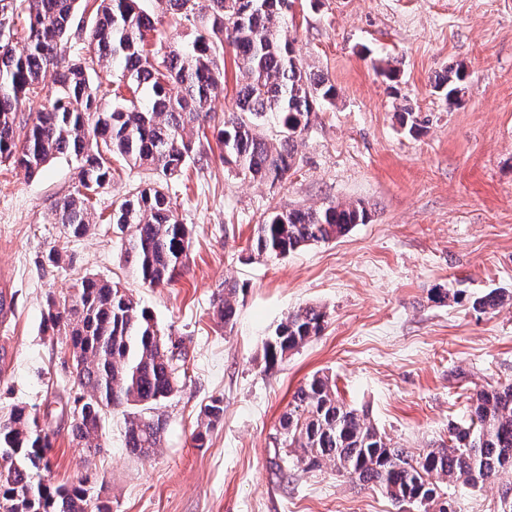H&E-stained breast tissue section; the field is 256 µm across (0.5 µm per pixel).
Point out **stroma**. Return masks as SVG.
I'll return each mask as SVG.
<instances>
[{
	"mask_svg": "<svg viewBox=\"0 0 512 512\" xmlns=\"http://www.w3.org/2000/svg\"><path fill=\"white\" fill-rule=\"evenodd\" d=\"M98 5L79 0L66 55L86 60L93 82L107 86L112 64L89 39ZM293 14L288 34L301 62L335 86L336 103L312 114L287 180L244 179L225 163L220 140L246 81L225 46L224 90L210 121L192 129L207 159L171 191L190 235L186 264L168 285L143 286L104 222L139 169L113 163L94 198L102 221L68 241L52 211L77 181L74 164L57 159L32 178L0 166V293L9 303L0 312V418L17 406L36 414L52 434L53 481L90 477L111 512H399L330 467H285L277 428L295 390L327 374L392 444L415 450L447 440L476 389L512 382V303L486 314L470 305L512 291V0H295ZM449 69L465 75L452 106L434 89ZM403 105L422 121L419 134L396 119ZM331 200L363 201L370 222L283 258L253 250L264 213ZM55 245L73 264H45ZM88 273L127 288L187 351V379L159 408L163 443L146 457L126 450L118 411L104 422L97 454L68 435L77 393L69 347L43 334L41 321L48 293L69 292ZM228 280L239 290L226 326L214 301ZM439 288L462 289L465 299L435 302ZM305 304L325 307L323 332L268 363L265 341ZM217 397L224 416L197 447L202 410ZM504 483L493 477L448 495L457 512H512L501 502Z\"/></svg>",
	"mask_w": 512,
	"mask_h": 512,
	"instance_id": "35a3bbf8",
	"label": "stroma"
}]
</instances>
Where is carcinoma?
Returning <instances> with one entry per match:
<instances>
[{
    "label": "carcinoma",
    "instance_id": "obj_1",
    "mask_svg": "<svg viewBox=\"0 0 512 512\" xmlns=\"http://www.w3.org/2000/svg\"><path fill=\"white\" fill-rule=\"evenodd\" d=\"M78 0H0V163L33 176L53 160L76 164L87 192L74 188L54 206L65 238L94 227L91 209L110 184V159L120 158L155 174L113 202L109 222L128 246L121 258L150 288L171 282L185 265L189 228L176 213L169 182L203 154L190 125L209 117L210 103L224 84L218 57L231 41L246 81L236 111L224 117V161L244 177L275 184L295 167L309 116L333 104L336 90L303 69L288 39L293 0H160L177 24L202 17V30L182 48H148L155 30L143 0H100L90 32L98 57L112 62V101L86 67L66 60L62 40L72 34ZM24 35L17 53L14 38ZM58 71L49 107L36 113L23 139L18 115L37 93L47 70ZM460 72L435 84L445 101H458ZM127 93H122V90ZM370 213L360 201H329L318 207L272 211L256 224L253 248L272 258L346 235ZM45 261L71 263L64 247H51ZM238 284L224 283L215 314L228 326L236 315ZM505 301L491 291L472 301L486 313ZM44 331L65 337L73 348L78 396L70 409L71 441L90 454L101 449L107 413L125 416V447L147 455L161 446L167 420L154 413L181 387L187 353L182 341L161 334L152 314L131 293L87 274L74 292L46 299ZM324 308L300 306L280 322L264 344L273 362L319 335ZM285 457L306 470L332 467L351 483L378 488L394 504L416 512L448 498V483L475 488L512 472V384L484 386L470 397L467 419L448 423V444L413 453L391 444L364 411L346 405L325 375L301 384L279 418ZM50 434L38 417L15 407L0 420V512H110L87 481L54 485L43 449Z\"/></svg>",
    "mask_w": 512,
    "mask_h": 512
}]
</instances>
